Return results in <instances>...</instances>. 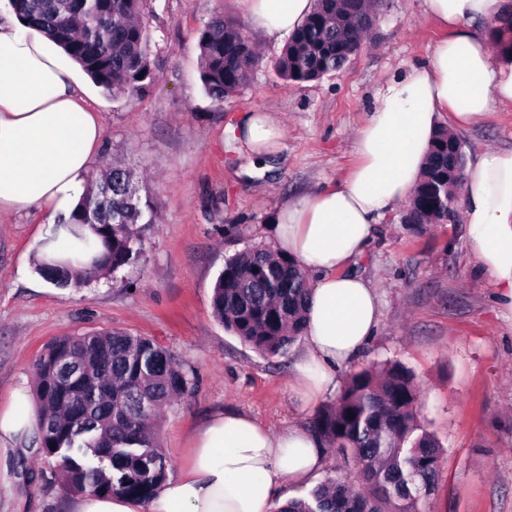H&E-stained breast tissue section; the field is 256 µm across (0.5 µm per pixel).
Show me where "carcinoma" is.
<instances>
[{"label":"carcinoma","instance_id":"1","mask_svg":"<svg viewBox=\"0 0 512 512\" xmlns=\"http://www.w3.org/2000/svg\"><path fill=\"white\" fill-rule=\"evenodd\" d=\"M13 13L57 42L94 84L117 100L141 95L156 78L153 34L144 0H8ZM491 30L494 50L512 51V13ZM372 25L370 0H315L275 63L292 84L341 70ZM199 79L213 101L243 90L262 62L249 31L217 15L199 33ZM456 149L447 151L448 142ZM465 168L464 143L440 128L423 180L403 223L415 232L448 223L437 186L455 200ZM156 221L153 198L132 170L114 165L90 187L66 221L69 252L49 254L37 271L57 288H80L100 275L125 280L144 259L145 229ZM89 227L93 237L83 232ZM310 283L291 257L248 248L224 260L212 309L224 328L266 358L285 355L304 333ZM37 431L46 459L76 493L148 502L172 468L154 425L161 412L197 388L195 373L144 336L104 332L64 336L35 362ZM421 391L399 363L350 373L335 402L309 422L324 443L353 465L362 486L327 478L277 512H417L440 467L438 440L417 419Z\"/></svg>","mask_w":512,"mask_h":512}]
</instances>
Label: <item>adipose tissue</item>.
I'll list each match as a JSON object with an SVG mask.
<instances>
[{
    "mask_svg": "<svg viewBox=\"0 0 512 512\" xmlns=\"http://www.w3.org/2000/svg\"><path fill=\"white\" fill-rule=\"evenodd\" d=\"M269 38L292 33L314 0H241ZM446 32L427 61L393 76L355 144L358 163L340 184L285 200L271 219L273 250L312 279L299 390L313 402L336 391V370L362 352L380 322L374 287L353 272L375 227L409 204L421 181L440 113L458 132L512 106V55L494 53L488 26L503 0H423ZM80 66L49 37L13 16L0 20V213L68 220L87 190L103 129L84 97ZM252 158V175L283 148L277 113L262 110L229 126ZM462 217L481 268L512 311V149L486 147L469 160ZM35 424L26 388L0 413V436L20 438ZM323 445L308 427L272 434L239 412L212 416L193 438L185 471L143 503L79 494L73 512H270L285 486L322 468Z\"/></svg>",
    "mask_w": 512,
    "mask_h": 512,
    "instance_id": "adipose-tissue-1",
    "label": "adipose tissue"
}]
</instances>
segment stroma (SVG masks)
<instances>
[{"instance_id": "stroma-1", "label": "stroma", "mask_w": 512, "mask_h": 512, "mask_svg": "<svg viewBox=\"0 0 512 512\" xmlns=\"http://www.w3.org/2000/svg\"><path fill=\"white\" fill-rule=\"evenodd\" d=\"M157 78L132 100H114L93 82L104 147L90 177L118 161L147 176L158 218L145 233L146 257L126 282L95 278L57 288L35 270L45 227L0 214V407L56 338L97 331L148 337L198 376L195 394L164 412L159 442L174 474L185 469L194 432L224 411L248 414L278 433L308 424L315 405L294 384L305 350L296 341L268 360L227 332L212 310V287L228 256L272 245L270 218L288 197L340 181L354 144L394 75L427 60L441 29L423 0H383L374 33L343 70L289 84L273 67L284 39H268L239 0H147ZM252 29L266 59L241 93L216 103L199 80V32L215 15ZM286 131L266 180L243 175L246 154L224 130L260 108ZM466 155L512 148V107L496 106L482 125L459 133ZM394 211L354 266L381 303L375 335L340 369L398 362L422 389L418 420L442 449L426 512H512V321L503 316L491 276L477 263L462 219L414 233ZM41 457L34 438L0 439V512H70L72 494Z\"/></svg>"}]
</instances>
